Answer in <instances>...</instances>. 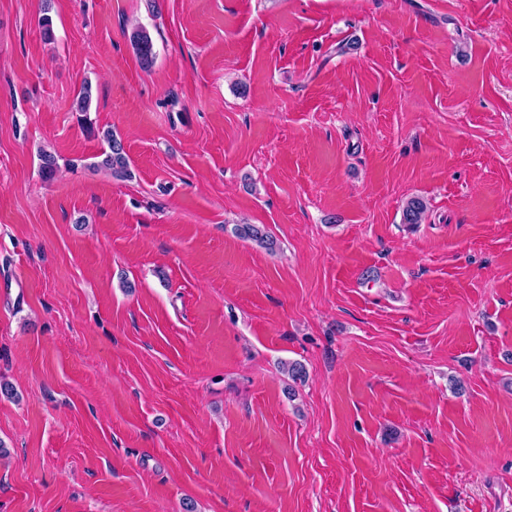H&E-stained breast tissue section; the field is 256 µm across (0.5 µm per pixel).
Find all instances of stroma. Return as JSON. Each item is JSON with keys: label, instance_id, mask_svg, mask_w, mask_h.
<instances>
[{"label": "stroma", "instance_id": "35a3bbf8", "mask_svg": "<svg viewBox=\"0 0 512 512\" xmlns=\"http://www.w3.org/2000/svg\"><path fill=\"white\" fill-rule=\"evenodd\" d=\"M0 379V512H512V0H0ZM130 41L140 65L145 69L150 68L154 63L155 53L148 33L143 27H135L131 32ZM101 138L106 142L108 150L102 152V159L96 167L109 171L112 176L124 178L128 174L129 163L123 145L112 133V130L101 131ZM234 232L238 236L252 240L268 250H273L275 247L274 240L258 224H237L234 227Z\"/></svg>", "mask_w": 512, "mask_h": 512}]
</instances>
